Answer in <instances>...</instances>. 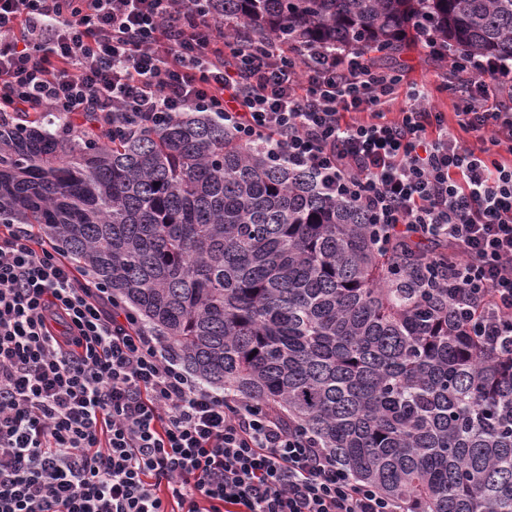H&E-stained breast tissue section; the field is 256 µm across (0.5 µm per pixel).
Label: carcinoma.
I'll return each mask as SVG.
<instances>
[{
	"mask_svg": "<svg viewBox=\"0 0 512 512\" xmlns=\"http://www.w3.org/2000/svg\"><path fill=\"white\" fill-rule=\"evenodd\" d=\"M224 39L512 60V0H207ZM0 224H35L201 381L302 424L415 512H512V355L390 280L376 226L214 112H0Z\"/></svg>",
	"mask_w": 512,
	"mask_h": 512,
	"instance_id": "obj_1",
	"label": "carcinoma"
}]
</instances>
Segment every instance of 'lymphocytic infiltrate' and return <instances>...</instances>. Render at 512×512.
Segmentation results:
<instances>
[{
    "label": "lymphocytic infiltrate",
    "mask_w": 512,
    "mask_h": 512,
    "mask_svg": "<svg viewBox=\"0 0 512 512\" xmlns=\"http://www.w3.org/2000/svg\"><path fill=\"white\" fill-rule=\"evenodd\" d=\"M452 115L365 49L233 46L176 0H0V111L192 107L352 199L423 290L512 349V64L449 60ZM0 512H410L264 407L204 385L61 246L0 225Z\"/></svg>",
    "instance_id": "lymphocytic-infiltrate-1"
}]
</instances>
